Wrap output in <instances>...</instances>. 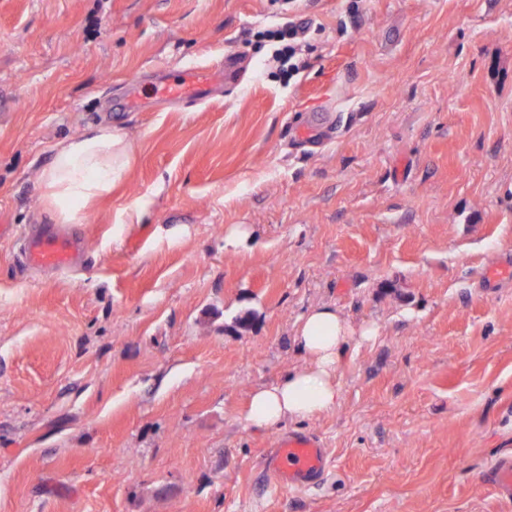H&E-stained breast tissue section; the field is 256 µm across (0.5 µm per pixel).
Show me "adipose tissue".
Wrapping results in <instances>:
<instances>
[{
	"label": "adipose tissue",
	"instance_id": "obj_1",
	"mask_svg": "<svg viewBox=\"0 0 512 512\" xmlns=\"http://www.w3.org/2000/svg\"><path fill=\"white\" fill-rule=\"evenodd\" d=\"M132 156L131 143L107 125L55 145L43 171V184L56 222L82 223L86 207L126 178ZM376 335L373 327L355 329L335 307L322 305L309 310L295 331L305 366L275 384L255 389L246 422L270 428L335 408L340 398L336 371L347 345L353 339L369 341Z\"/></svg>",
	"mask_w": 512,
	"mask_h": 512
}]
</instances>
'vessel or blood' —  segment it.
<instances>
[{"mask_svg": "<svg viewBox=\"0 0 512 512\" xmlns=\"http://www.w3.org/2000/svg\"><path fill=\"white\" fill-rule=\"evenodd\" d=\"M238 81L234 57H226L214 68L190 66L178 76L163 77L155 82L152 97L130 92L124 98L129 111L149 107L151 101L198 103L210 98L214 86L233 85ZM83 251L81 238L55 231H41L25 236L22 248L24 262L36 269L67 270ZM268 466L280 487L300 489L313 486L324 476L327 454L320 438L313 434H291L280 439L268 458ZM490 482L498 497L512 500V460L495 464Z\"/></svg>", "mask_w": 512, "mask_h": 512, "instance_id": "obj_1", "label": "vessel or blood"}]
</instances>
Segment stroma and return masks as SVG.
I'll list each match as a JSON object with an SVG mask.
<instances>
[{
    "mask_svg": "<svg viewBox=\"0 0 512 512\" xmlns=\"http://www.w3.org/2000/svg\"><path fill=\"white\" fill-rule=\"evenodd\" d=\"M290 22L286 78L265 32ZM227 55L246 75L207 102L116 107ZM100 124L126 181L73 225L75 268H23L52 147ZM1 224L0 512H512L487 478L512 280H482L512 263V0H0ZM325 304L379 328L337 406L248 426ZM291 433L327 450L301 491L267 465Z\"/></svg>",
    "mask_w": 512,
    "mask_h": 512,
    "instance_id": "stroma-1",
    "label": "stroma"
}]
</instances>
